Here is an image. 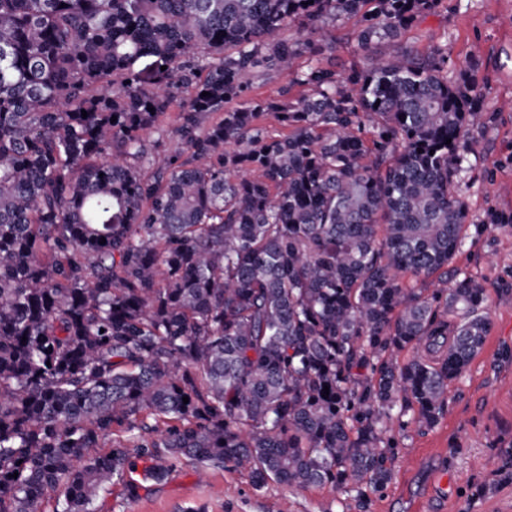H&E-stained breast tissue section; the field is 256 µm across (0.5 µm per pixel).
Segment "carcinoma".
<instances>
[{"mask_svg":"<svg viewBox=\"0 0 512 512\" xmlns=\"http://www.w3.org/2000/svg\"><path fill=\"white\" fill-rule=\"evenodd\" d=\"M439 2L0 0V512L55 485L52 512H94L183 460L258 491L391 480L489 327L448 269L475 75L377 51ZM358 15L364 69L299 63Z\"/></svg>","mask_w":512,"mask_h":512,"instance_id":"cac0c4a2","label":"carcinoma"}]
</instances>
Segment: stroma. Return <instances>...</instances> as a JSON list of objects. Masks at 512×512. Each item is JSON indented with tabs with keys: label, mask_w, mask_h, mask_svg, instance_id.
<instances>
[{
	"label": "stroma",
	"mask_w": 512,
	"mask_h": 512,
	"mask_svg": "<svg viewBox=\"0 0 512 512\" xmlns=\"http://www.w3.org/2000/svg\"><path fill=\"white\" fill-rule=\"evenodd\" d=\"M358 18L328 26L322 63L341 75L363 68ZM400 42L428 53L448 49V79L475 68L483 120L470 133L459 175L468 220L450 262L486 289L490 330L466 372L448 386V402L431 427H410L391 463L392 477L366 499L328 486L275 481L254 490L247 474L199 470L186 463L137 496L113 483L97 512H512V483L499 475L512 447V0H442L403 31Z\"/></svg>",
	"instance_id": "stroma-1"
}]
</instances>
